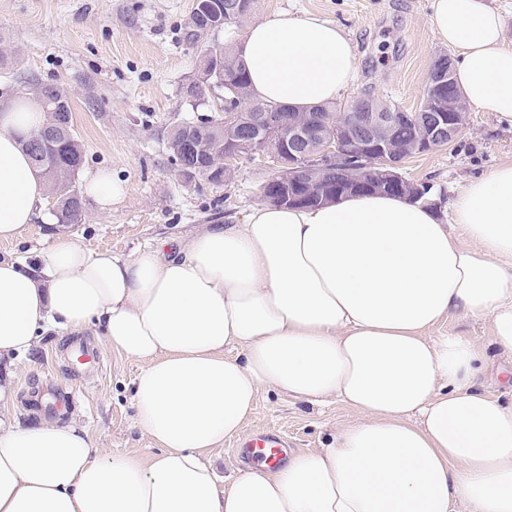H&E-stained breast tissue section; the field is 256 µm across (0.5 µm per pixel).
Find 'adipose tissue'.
Here are the masks:
<instances>
[{
	"label": "adipose tissue",
	"mask_w": 512,
	"mask_h": 512,
	"mask_svg": "<svg viewBox=\"0 0 512 512\" xmlns=\"http://www.w3.org/2000/svg\"><path fill=\"white\" fill-rule=\"evenodd\" d=\"M465 102L512 126V36L489 0H432ZM251 92L306 111L356 70L344 30L279 13L227 27ZM44 114L0 107V241L33 223L47 184L21 147ZM451 219L365 194L256 205L132 258L57 237L40 263L0 259V360L50 330L98 328L139 363L136 426L156 445L107 456L80 427L0 420V512H512V402L485 393L484 348L431 335L488 320L512 357V160L471 178ZM236 346L229 356L225 347ZM355 409L322 447L218 485L203 452L235 436L262 388Z\"/></svg>",
	"instance_id": "1"
}]
</instances>
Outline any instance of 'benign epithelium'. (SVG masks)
Returning <instances> with one entry per match:
<instances>
[{"label": "benign epithelium", "instance_id": "benign-epithelium-1", "mask_svg": "<svg viewBox=\"0 0 512 512\" xmlns=\"http://www.w3.org/2000/svg\"><path fill=\"white\" fill-rule=\"evenodd\" d=\"M454 63L446 58L434 64L428 88L448 91V110L424 114L390 112L373 99L360 98L347 108V120L331 126L322 120L283 124V114L252 107L224 111L197 120L212 126L224 142V177L233 179L235 162L242 157L268 161L276 174L262 186V198L273 204H299L310 199L328 202L341 191L355 188L392 191L408 200L423 195L420 185L400 171L408 158L453 142L467 125L468 113L457 109L453 87ZM421 128L416 145H397L392 130L402 123Z\"/></svg>", "mask_w": 512, "mask_h": 512}]
</instances>
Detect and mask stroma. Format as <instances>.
Returning <instances> with one entry per match:
<instances>
[{
	"mask_svg": "<svg viewBox=\"0 0 512 512\" xmlns=\"http://www.w3.org/2000/svg\"><path fill=\"white\" fill-rule=\"evenodd\" d=\"M193 0H0V42L12 54L0 65V95L53 84L70 99L74 131L84 145L81 178L101 169L126 185L111 212L85 200L78 223L61 225L46 197L34 224L19 239L0 241V259L35 266L57 235L98 251L131 257L159 242L186 240L213 224H241L260 204L272 170L243 158L235 178L214 185L181 175L171 162L167 129L176 120L215 112L213 102L192 103L185 88L196 69L195 48L183 39ZM277 12L313 15L342 26L356 54L354 81L337 99L346 105L370 94L404 110L420 103L433 63L449 51L430 22L431 0H260L262 19ZM512 158V127L493 113L470 109L452 143L408 159L405 176L454 196L472 176ZM96 347L103 365L74 370L72 340ZM136 361L112 349L96 330L51 331L32 348L0 364L13 396L0 415L21 425L55 420L84 428L104 453L148 457L157 449L135 425L132 401ZM73 396V405L50 411L33 406L37 391ZM339 403H309L263 389L248 429L288 435L298 452L321 447L340 424L357 419Z\"/></svg>",
	"mask_w": 512,
	"mask_h": 512,
	"instance_id": "1",
	"label": "stroma"
}]
</instances>
